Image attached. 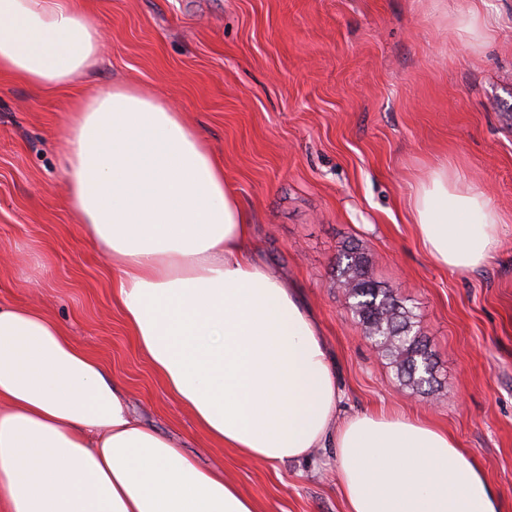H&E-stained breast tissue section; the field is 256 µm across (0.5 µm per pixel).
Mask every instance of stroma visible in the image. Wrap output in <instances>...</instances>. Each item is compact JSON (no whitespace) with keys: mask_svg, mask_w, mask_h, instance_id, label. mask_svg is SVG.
Returning <instances> with one entry per match:
<instances>
[{"mask_svg":"<svg viewBox=\"0 0 512 512\" xmlns=\"http://www.w3.org/2000/svg\"><path fill=\"white\" fill-rule=\"evenodd\" d=\"M104 62L43 93L0 75V304L50 311L150 427L223 472L261 512H345L332 450L277 466L213 445L167 394L112 304L57 159L73 99L112 84L162 96L224 163L255 259L296 283L341 392L340 416L400 413L448 431L512 512V0H79ZM475 6L486 36L457 33ZM445 163L497 206L479 269L436 264L409 201ZM356 241L428 339L439 385H399L335 283Z\"/></svg>","mask_w":512,"mask_h":512,"instance_id":"1","label":"stroma"}]
</instances>
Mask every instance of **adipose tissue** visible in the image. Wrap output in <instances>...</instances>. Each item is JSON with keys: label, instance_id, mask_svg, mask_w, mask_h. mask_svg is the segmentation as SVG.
<instances>
[{"label": "adipose tissue", "instance_id": "ef3b65f1", "mask_svg": "<svg viewBox=\"0 0 512 512\" xmlns=\"http://www.w3.org/2000/svg\"><path fill=\"white\" fill-rule=\"evenodd\" d=\"M103 33L75 0H0V74L38 90L96 66ZM58 166L138 351L216 446L276 465L333 449L345 512H500L448 433L405 415L338 420L318 323L245 249L249 219L181 113L130 86L75 103ZM410 220L442 267L481 266L501 217L447 165ZM0 512H260L129 411L102 362L48 313L0 305Z\"/></svg>", "mask_w": 512, "mask_h": 512}]
</instances>
